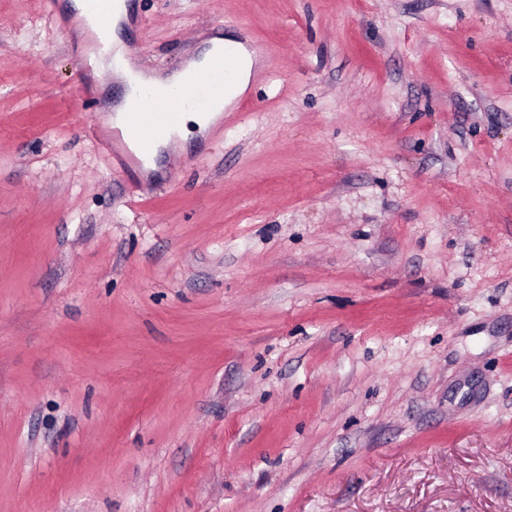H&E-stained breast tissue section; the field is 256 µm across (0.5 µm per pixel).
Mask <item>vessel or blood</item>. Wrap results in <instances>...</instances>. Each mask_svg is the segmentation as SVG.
Masks as SVG:
<instances>
[{
	"mask_svg": "<svg viewBox=\"0 0 512 512\" xmlns=\"http://www.w3.org/2000/svg\"><path fill=\"white\" fill-rule=\"evenodd\" d=\"M97 26V45L111 39L112 16L121 0H83ZM236 49L221 51L205 71L188 75L165 91L150 85L139 86L125 104V135L149 151L153 142L168 136L178 125L183 110H208L227 92V77L237 64Z\"/></svg>",
	"mask_w": 512,
	"mask_h": 512,
	"instance_id": "vessel-or-blood-1",
	"label": "vessel or blood"
}]
</instances>
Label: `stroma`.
<instances>
[{"mask_svg":"<svg viewBox=\"0 0 512 512\" xmlns=\"http://www.w3.org/2000/svg\"><path fill=\"white\" fill-rule=\"evenodd\" d=\"M74 2L0 0V512H512V0H130L261 59L147 179Z\"/></svg>","mask_w":512,"mask_h":512,"instance_id":"35a3bbf8","label":"stroma"}]
</instances>
